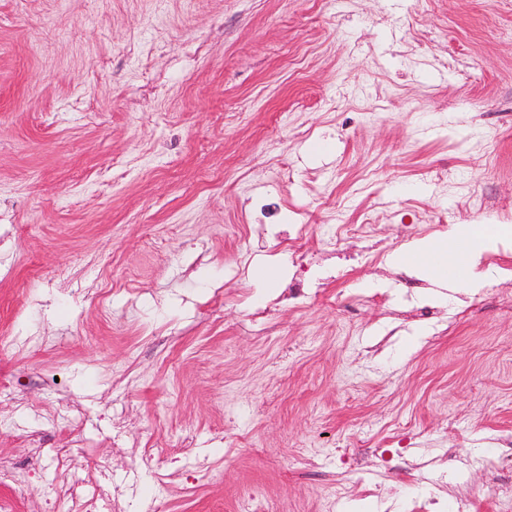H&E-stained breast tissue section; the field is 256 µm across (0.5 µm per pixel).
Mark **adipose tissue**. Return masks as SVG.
<instances>
[{"instance_id": "obj_1", "label": "adipose tissue", "mask_w": 512, "mask_h": 512, "mask_svg": "<svg viewBox=\"0 0 512 512\" xmlns=\"http://www.w3.org/2000/svg\"><path fill=\"white\" fill-rule=\"evenodd\" d=\"M492 227L481 224L456 226L450 239H421L395 252L391 257L394 266L426 275L432 280L448 283L450 265H460L464 272L461 280L468 288L482 287L484 281L477 277L475 270L494 240Z\"/></svg>"}]
</instances>
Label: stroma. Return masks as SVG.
Listing matches in <instances>:
<instances>
[{
    "label": "stroma",
    "instance_id": "obj_1",
    "mask_svg": "<svg viewBox=\"0 0 512 512\" xmlns=\"http://www.w3.org/2000/svg\"><path fill=\"white\" fill-rule=\"evenodd\" d=\"M471 222L512 227V0H0V499L39 512L60 448L127 478L124 420L216 472L130 512H497L512 230L475 292L387 263Z\"/></svg>",
    "mask_w": 512,
    "mask_h": 512
}]
</instances>
